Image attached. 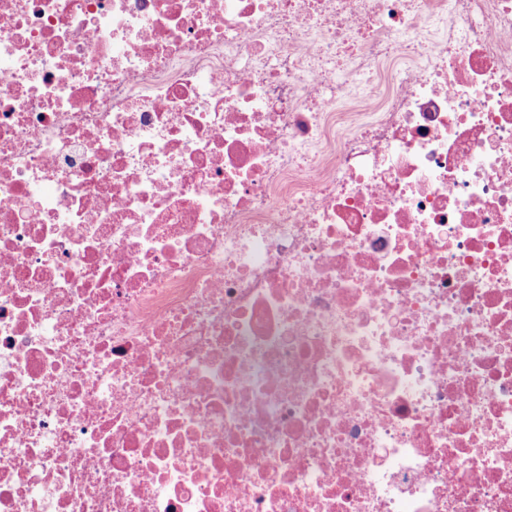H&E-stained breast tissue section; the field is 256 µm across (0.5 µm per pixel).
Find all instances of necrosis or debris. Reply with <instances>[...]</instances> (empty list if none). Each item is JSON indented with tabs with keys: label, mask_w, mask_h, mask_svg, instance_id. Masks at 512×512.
<instances>
[{
	"label": "necrosis or debris",
	"mask_w": 512,
	"mask_h": 512,
	"mask_svg": "<svg viewBox=\"0 0 512 512\" xmlns=\"http://www.w3.org/2000/svg\"><path fill=\"white\" fill-rule=\"evenodd\" d=\"M0 512H512V0H0Z\"/></svg>",
	"instance_id": "4bbe7bcc"
}]
</instances>
